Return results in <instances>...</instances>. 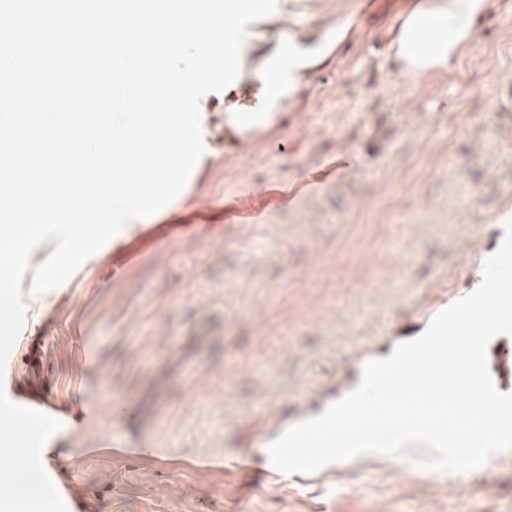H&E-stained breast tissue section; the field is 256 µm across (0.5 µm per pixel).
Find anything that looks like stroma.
I'll use <instances>...</instances> for the list:
<instances>
[{"mask_svg":"<svg viewBox=\"0 0 512 512\" xmlns=\"http://www.w3.org/2000/svg\"><path fill=\"white\" fill-rule=\"evenodd\" d=\"M358 23L275 134L201 162L185 200L23 329L75 419L43 462L83 512H512V448L468 472L378 453L265 484L225 470L314 416L368 358L474 291L512 213V0H490L456 68L412 82L383 39L404 0ZM340 0H290L321 32ZM260 214L234 223L242 204Z\"/></svg>","mask_w":512,"mask_h":512,"instance_id":"35a3bbf8","label":"stroma"}]
</instances>
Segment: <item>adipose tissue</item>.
Instances as JSON below:
<instances>
[{"mask_svg":"<svg viewBox=\"0 0 512 512\" xmlns=\"http://www.w3.org/2000/svg\"><path fill=\"white\" fill-rule=\"evenodd\" d=\"M277 5L274 17L244 25L250 38L240 51L239 83L255 94L245 102L225 94L224 125L206 130L208 148L243 147L277 132L312 71L334 53L356 22L354 13L346 12L333 28L310 34L287 27L288 0H277ZM487 9L488 0H414L388 32V56L413 80L450 72L471 46Z\"/></svg>","mask_w":512,"mask_h":512,"instance_id":"adipose-tissue-1","label":"adipose tissue"}]
</instances>
